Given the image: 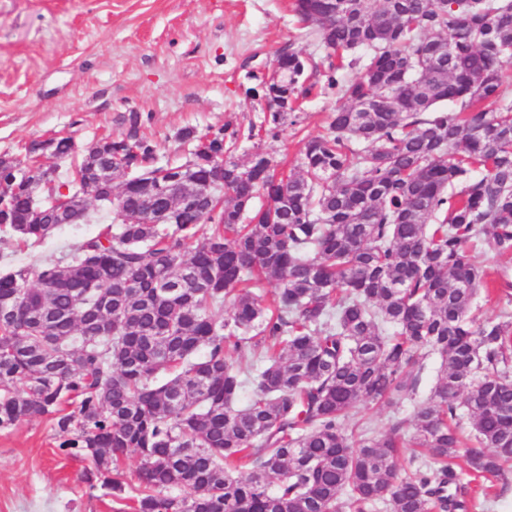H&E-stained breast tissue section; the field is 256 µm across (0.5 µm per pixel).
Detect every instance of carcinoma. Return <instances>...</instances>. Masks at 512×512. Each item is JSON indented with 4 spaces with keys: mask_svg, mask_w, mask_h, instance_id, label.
<instances>
[{
    "mask_svg": "<svg viewBox=\"0 0 512 512\" xmlns=\"http://www.w3.org/2000/svg\"><path fill=\"white\" fill-rule=\"evenodd\" d=\"M293 12L323 60L283 51L247 94L265 99L271 137L314 90L336 95L296 173L278 175L260 150L234 159L253 125L184 129L185 161L160 166L139 112L64 181L40 165L22 181L0 158V226L23 243L85 209L84 182L132 173L116 194L100 184L117 230L65 265L0 273V303L40 316L0 315V428L53 421L59 449L90 463L89 487L128 512H471L456 458L476 479L512 465V280L497 288L501 315L480 319L487 273L469 254L480 241L512 255V0H293ZM147 197L174 223L132 222ZM265 278L278 281L267 305L253 292ZM428 353L441 364L411 441L403 420L376 433L355 419L361 405L415 399ZM247 354L266 364L237 408Z\"/></svg>",
    "mask_w": 512,
    "mask_h": 512,
    "instance_id": "carcinoma-1",
    "label": "carcinoma"
}]
</instances>
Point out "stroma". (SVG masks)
Returning a JSON list of instances; mask_svg holds the SVG:
<instances>
[{
  "mask_svg": "<svg viewBox=\"0 0 512 512\" xmlns=\"http://www.w3.org/2000/svg\"><path fill=\"white\" fill-rule=\"evenodd\" d=\"M291 0H0V156L26 168L29 146L72 137L77 154L118 135L129 113L146 116L159 164H178V134L224 125L247 127L264 106L247 96L251 72L271 68L283 49L321 61L324 49L294 18ZM335 97L315 96L277 138L242 140L296 171L304 138L324 134ZM112 215L90 202L86 217L57 228L36 246L0 231V270L9 261L66 263L73 247L96 235ZM416 401L370 414L376 432L411 419L427 404L439 365L426 358ZM47 418L0 428V512H118L102 489L84 481L85 461L65 456Z\"/></svg>",
  "mask_w": 512,
  "mask_h": 512,
  "instance_id": "stroma-1",
  "label": "stroma"
}]
</instances>
